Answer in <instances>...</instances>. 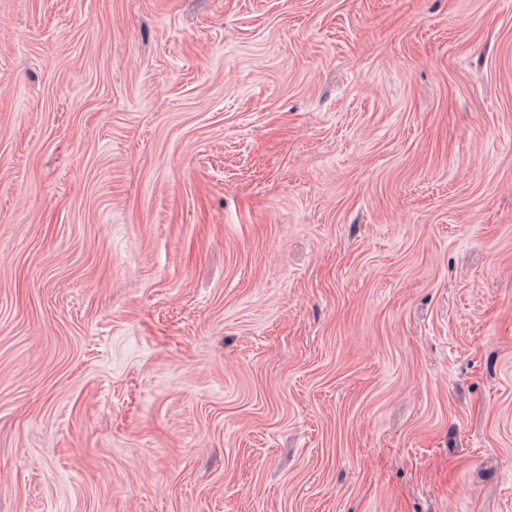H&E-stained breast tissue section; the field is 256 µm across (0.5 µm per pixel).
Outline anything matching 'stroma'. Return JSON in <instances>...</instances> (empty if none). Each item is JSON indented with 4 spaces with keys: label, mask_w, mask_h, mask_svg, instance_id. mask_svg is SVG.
<instances>
[{
    "label": "stroma",
    "mask_w": 512,
    "mask_h": 512,
    "mask_svg": "<svg viewBox=\"0 0 512 512\" xmlns=\"http://www.w3.org/2000/svg\"><path fill=\"white\" fill-rule=\"evenodd\" d=\"M0 512H512V0H0Z\"/></svg>",
    "instance_id": "1"
}]
</instances>
